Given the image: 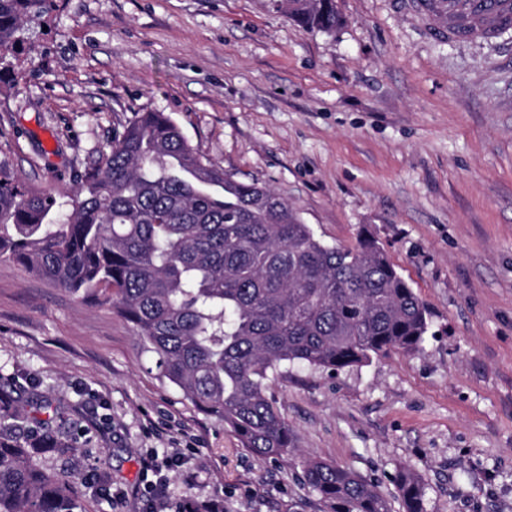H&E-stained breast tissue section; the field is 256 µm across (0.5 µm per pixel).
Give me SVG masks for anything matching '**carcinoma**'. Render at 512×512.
I'll list each match as a JSON object with an SVG mask.
<instances>
[{
  "instance_id": "1",
  "label": "carcinoma",
  "mask_w": 512,
  "mask_h": 512,
  "mask_svg": "<svg viewBox=\"0 0 512 512\" xmlns=\"http://www.w3.org/2000/svg\"><path fill=\"white\" fill-rule=\"evenodd\" d=\"M307 28L341 25L335 0H270ZM55 0H0V59ZM131 323L159 377L224 422L242 447L288 454V423L267 390L281 368L330 371L420 350L430 313L370 234L329 245L275 190L205 159L163 112L112 140L65 201L0 172V257ZM69 440L0 392V512H86L73 483L40 464ZM305 480L329 512H391L372 481L310 461ZM404 512H426L408 469Z\"/></svg>"
}]
</instances>
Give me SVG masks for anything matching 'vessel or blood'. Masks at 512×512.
I'll return each mask as SVG.
<instances>
[{"label":"vessel or blood","instance_id":"1","mask_svg":"<svg viewBox=\"0 0 512 512\" xmlns=\"http://www.w3.org/2000/svg\"><path fill=\"white\" fill-rule=\"evenodd\" d=\"M434 23L463 39L489 37L496 29H512V0H441L429 7Z\"/></svg>","mask_w":512,"mask_h":512}]
</instances>
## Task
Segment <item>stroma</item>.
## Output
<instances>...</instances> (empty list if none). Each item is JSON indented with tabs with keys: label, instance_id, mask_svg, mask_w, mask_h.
Here are the masks:
<instances>
[{
	"label": "stroma",
	"instance_id": "35a3bbf8",
	"mask_svg": "<svg viewBox=\"0 0 512 512\" xmlns=\"http://www.w3.org/2000/svg\"><path fill=\"white\" fill-rule=\"evenodd\" d=\"M306 28L268 0H56L0 70V171L69 195L112 137L163 112L331 245L373 234L428 306L420 351L268 390L294 450L264 459L162 381L131 324L0 258V388L52 404L87 512H143L142 458L177 454L165 512H327L322 459L425 485L427 512H512V30L463 42L418 0H336ZM107 471L112 482L95 480Z\"/></svg>",
	"mask_w": 512,
	"mask_h": 512
}]
</instances>
